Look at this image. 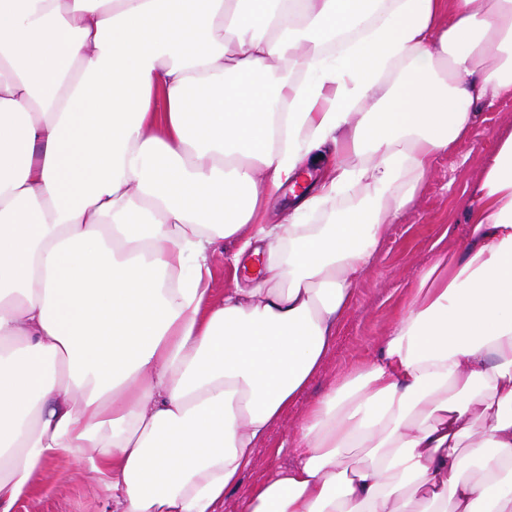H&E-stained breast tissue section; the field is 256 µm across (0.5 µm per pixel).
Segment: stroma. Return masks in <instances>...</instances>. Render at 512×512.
Wrapping results in <instances>:
<instances>
[{
	"instance_id": "1",
	"label": "stroma",
	"mask_w": 512,
	"mask_h": 512,
	"mask_svg": "<svg viewBox=\"0 0 512 512\" xmlns=\"http://www.w3.org/2000/svg\"><path fill=\"white\" fill-rule=\"evenodd\" d=\"M512 125V96L480 106L473 133L437 156L424 175L417 203L398 218L386 219L380 244L356 285L325 363L296 403L271 429L257 449L239 487L224 499L220 512H234L239 498L289 462L280 445L302 420L309 404L339 378L375 355L408 295L428 267L434 243L448 250L461 247L465 210L473 205L470 187L498 132ZM239 240L221 241L210 259V299L219 302L225 290L252 278L251 257L233 264ZM15 512H110L103 483L88 467L66 458L38 473L32 494Z\"/></svg>"
}]
</instances>
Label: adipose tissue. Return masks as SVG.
I'll use <instances>...</instances> for the list:
<instances>
[{"label":"adipose tissue","instance_id":"1","mask_svg":"<svg viewBox=\"0 0 512 512\" xmlns=\"http://www.w3.org/2000/svg\"><path fill=\"white\" fill-rule=\"evenodd\" d=\"M510 94L512 0H0V512L62 457L112 512H217L383 219ZM328 143L287 223H258ZM360 184L370 218L306 223ZM471 194L465 245L237 512H512V127ZM235 238L267 264L211 304Z\"/></svg>","mask_w":512,"mask_h":512}]
</instances>
